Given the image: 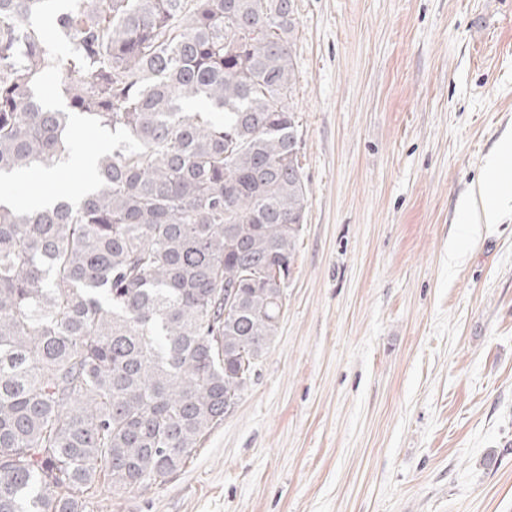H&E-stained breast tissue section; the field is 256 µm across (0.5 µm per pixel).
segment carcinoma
Returning <instances> with one entry per match:
<instances>
[{"label": "carcinoma", "instance_id": "carcinoma-1", "mask_svg": "<svg viewBox=\"0 0 512 512\" xmlns=\"http://www.w3.org/2000/svg\"><path fill=\"white\" fill-rule=\"evenodd\" d=\"M296 37L295 0H0V176L112 134L82 194L0 202V512L167 482L257 376L308 202Z\"/></svg>", "mask_w": 512, "mask_h": 512}]
</instances>
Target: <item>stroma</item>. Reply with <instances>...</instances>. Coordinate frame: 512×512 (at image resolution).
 <instances>
[{"label":"stroma","instance_id":"stroma-1","mask_svg":"<svg viewBox=\"0 0 512 512\" xmlns=\"http://www.w3.org/2000/svg\"><path fill=\"white\" fill-rule=\"evenodd\" d=\"M308 187L277 335L166 483L87 512H512V0H296Z\"/></svg>","mask_w":512,"mask_h":512}]
</instances>
